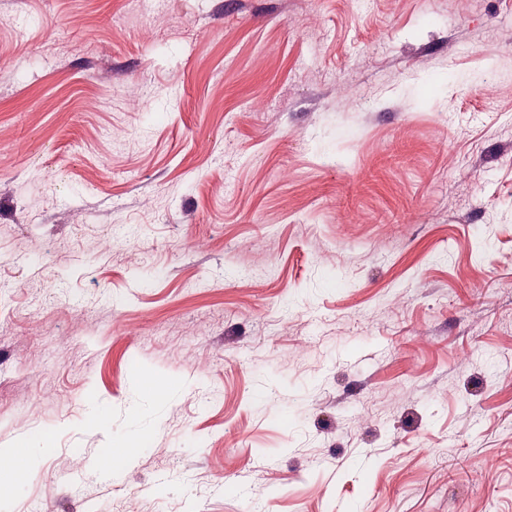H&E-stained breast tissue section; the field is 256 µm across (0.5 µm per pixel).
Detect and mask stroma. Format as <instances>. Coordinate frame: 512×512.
Wrapping results in <instances>:
<instances>
[{"instance_id":"stroma-1","label":"stroma","mask_w":512,"mask_h":512,"mask_svg":"<svg viewBox=\"0 0 512 512\" xmlns=\"http://www.w3.org/2000/svg\"><path fill=\"white\" fill-rule=\"evenodd\" d=\"M20 436L0 512H512V0H0ZM32 451L30 440L26 436H20L10 443L8 448H0V461L10 463L13 468L7 473H1L0 495L11 492L18 480L30 472L32 461ZM20 465V469H18ZM143 440L138 438L118 441L100 454L97 459L100 469L112 474L125 469L142 447Z\"/></svg>"}]
</instances>
